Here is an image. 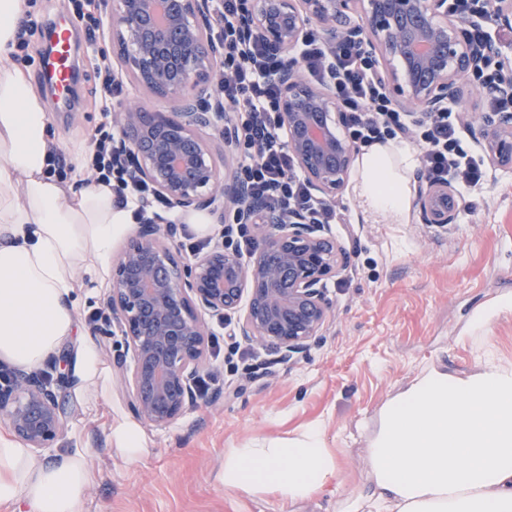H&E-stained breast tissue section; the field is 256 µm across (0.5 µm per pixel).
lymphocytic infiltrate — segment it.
Returning <instances> with one entry per match:
<instances>
[{
	"mask_svg": "<svg viewBox=\"0 0 512 512\" xmlns=\"http://www.w3.org/2000/svg\"><path fill=\"white\" fill-rule=\"evenodd\" d=\"M245 9L246 0H214L216 34L224 42L217 92L232 106L238 172L270 210L297 209L314 224L342 223L341 211L312 192L279 133L278 88L272 75L283 61L260 40L245 35ZM298 56L315 81L333 86L347 112V134L356 145L413 144L421 172L431 182L451 185L463 194L495 179L477 150H462L464 130L457 103H448L441 112L421 120L395 110L373 59L344 39L327 44L310 36L299 45ZM117 136V130L106 123L96 130L90 167L96 181L115 187L117 207L130 211L132 221L139 222L147 202L155 197L154 189L137 180L126 161L113 153Z\"/></svg>",
	"mask_w": 512,
	"mask_h": 512,
	"instance_id": "1",
	"label": "lymphocytic infiltrate"
}]
</instances>
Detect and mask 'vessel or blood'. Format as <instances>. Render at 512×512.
<instances>
[{
	"label": "vessel or blood",
	"mask_w": 512,
	"mask_h": 512,
	"mask_svg": "<svg viewBox=\"0 0 512 512\" xmlns=\"http://www.w3.org/2000/svg\"><path fill=\"white\" fill-rule=\"evenodd\" d=\"M50 45L37 73L41 82L55 92L59 108L69 106L75 75L69 65L74 51L72 31L69 25L53 23L49 26Z\"/></svg>",
	"instance_id": "obj_1"
}]
</instances>
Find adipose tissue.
Listing matches in <instances>:
<instances>
[{"mask_svg":"<svg viewBox=\"0 0 512 512\" xmlns=\"http://www.w3.org/2000/svg\"><path fill=\"white\" fill-rule=\"evenodd\" d=\"M27 0H0V360L37 367L69 347L77 395L108 397L111 381L93 340L78 335L84 277L103 281L112 243L129 227L110 185L61 180L47 163L58 146L25 70L11 59ZM414 151L396 142L363 148L355 192L364 214L406 223ZM367 484L345 493L324 429L263 438L224 456L230 492L275 493L283 504L319 494L336 512H512V363L483 353L478 372L426 367L378 411L366 450ZM93 480L88 449L50 458L0 435V507L8 512H85Z\"/></svg>","mask_w":512,"mask_h":512,"instance_id":"1","label":"adipose tissue"}]
</instances>
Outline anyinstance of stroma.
Here are the masks:
<instances>
[{"label": "stroma", "instance_id": "stroma-1", "mask_svg": "<svg viewBox=\"0 0 512 512\" xmlns=\"http://www.w3.org/2000/svg\"><path fill=\"white\" fill-rule=\"evenodd\" d=\"M92 9L102 22L97 56L122 72L128 100L156 109L152 94L125 73L109 37L113 0H93ZM80 68L78 108L52 113L51 123L66 172L80 164L89 179L91 137L104 117L95 66L85 58ZM467 203L471 214L462 224L423 223L415 205L407 223L381 224L363 218L353 188H346L336 200L346 221L335 231L348 264L327 284L329 322L307 354L291 364L274 362L241 337L224 336L219 318L206 316L219 346L209 349L205 370L220 382L169 427L144 426L148 448L137 461L123 459L108 439L111 419L130 416L120 390L96 400L64 389L66 427L50 450L91 448L85 512H333L325 497L288 507L271 495L225 491L217 478L224 453L319 423L345 489L360 487L375 414L427 366L467 374L486 350L512 363V316L493 313L498 299L512 293V173ZM481 310L491 319L477 336L471 324Z\"/></svg>", "mask_w": 512, "mask_h": 512}]
</instances>
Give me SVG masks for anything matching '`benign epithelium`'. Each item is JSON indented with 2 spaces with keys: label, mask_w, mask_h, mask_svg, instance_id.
<instances>
[{
  "label": "benign epithelium",
  "mask_w": 512,
  "mask_h": 512,
  "mask_svg": "<svg viewBox=\"0 0 512 512\" xmlns=\"http://www.w3.org/2000/svg\"><path fill=\"white\" fill-rule=\"evenodd\" d=\"M483 19L512 28V0H490ZM474 23L448 0H248L245 33L258 38L283 66L278 120L288 150L308 182L333 202L344 189L358 150L346 136L345 110L331 86L300 75L295 48L318 29L322 40L348 39L384 63L381 75L392 104L419 117L459 100L464 81L496 48L474 47L465 31ZM109 29L133 77L177 112H149L128 103L114 120L113 146L173 208L233 216L262 241L249 260L223 246L182 261L164 243L160 226H139L112 261L107 305L126 336L134 364L113 358L129 410L140 421L166 428L198 402L197 382L210 336L198 311L231 323L232 334L281 361L305 354L326 325L327 280L345 267V250L329 224L299 213L268 210L234 174L219 176L213 129L228 145L224 104L213 95L209 73L223 43L212 32L209 0H116ZM512 98V61L499 82L482 90ZM480 146L494 167H512V113L476 119ZM429 224H451L454 193L430 182L419 188ZM0 418L30 448H48L64 431L67 412L58 392L36 377L16 374L0 390Z\"/></svg>",
  "instance_id": "benign-epithelium-1"
}]
</instances>
